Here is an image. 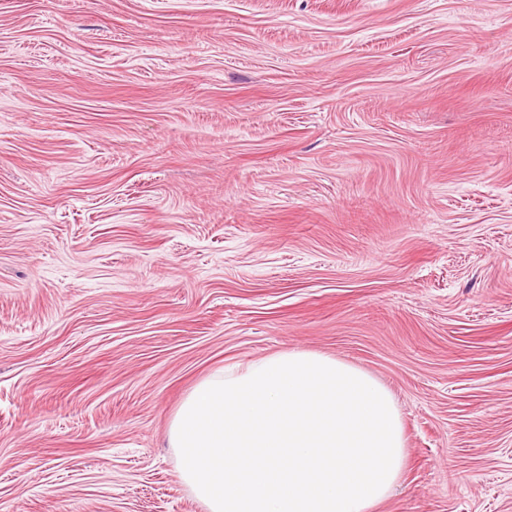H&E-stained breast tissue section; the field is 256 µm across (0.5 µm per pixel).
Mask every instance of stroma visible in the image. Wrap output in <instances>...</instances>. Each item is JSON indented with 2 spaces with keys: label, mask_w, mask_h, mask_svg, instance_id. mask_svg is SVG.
Segmentation results:
<instances>
[{
  "label": "stroma",
  "mask_w": 512,
  "mask_h": 512,
  "mask_svg": "<svg viewBox=\"0 0 512 512\" xmlns=\"http://www.w3.org/2000/svg\"><path fill=\"white\" fill-rule=\"evenodd\" d=\"M292 349L376 512H512V0H0V512H206L175 412Z\"/></svg>",
  "instance_id": "1"
}]
</instances>
